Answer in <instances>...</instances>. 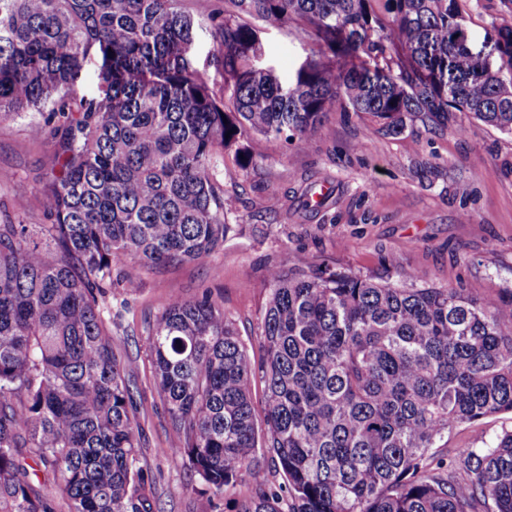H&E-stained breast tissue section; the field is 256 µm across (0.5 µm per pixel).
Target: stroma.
Returning <instances> with one entry per match:
<instances>
[{"mask_svg":"<svg viewBox=\"0 0 512 512\" xmlns=\"http://www.w3.org/2000/svg\"><path fill=\"white\" fill-rule=\"evenodd\" d=\"M197 25L190 55L217 96L229 97L214 39L212 14L224 0H185ZM470 37L488 41L495 24L512 22V0H461ZM255 67L290 82L318 47L293 28L266 29ZM45 114L0 119V219L44 224L48 204L32 195L54 167L55 142L36 135ZM244 146L252 159L239 169L233 153L214 163L217 185L234 197L225 216L224 247L199 263L144 270L136 292L113 275L103 305L115 352L130 358L142 426L140 464L154 479V512H237L246 481L211 499L199 480L160 453L168 445L165 409L149 350L148 323L169 294H210L222 303L249 352L258 350L268 296L267 269L292 266L298 253L320 266L363 276L415 271L418 283L482 297L512 290V137L458 115L441 128L407 121L401 135L365 137L362 120L336 112L296 147L260 135ZM281 205L267 210L268 195Z\"/></svg>","mask_w":512,"mask_h":512,"instance_id":"1","label":"stroma"}]
</instances>
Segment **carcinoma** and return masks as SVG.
<instances>
[{"label": "carcinoma", "mask_w": 512, "mask_h": 512, "mask_svg": "<svg viewBox=\"0 0 512 512\" xmlns=\"http://www.w3.org/2000/svg\"><path fill=\"white\" fill-rule=\"evenodd\" d=\"M229 103L188 59L185 0H0V117L43 111L57 171L46 196L54 255L0 222V512H152L139 466L134 383L104 327L112 268L203 261L232 200L214 158L249 134L305 142L332 112L364 134L455 113L512 136V84L477 61L459 0H224L211 18ZM294 26L322 59L291 84L250 66L260 27ZM102 94L52 100L90 52ZM389 54L386 66L366 58ZM342 61L336 65V61ZM254 362L224 308L168 297L150 324L170 460L213 495L245 478L238 512H512V428L448 448L463 424L512 415V294L273 266ZM264 386L258 436L252 387ZM284 477L269 483L257 439ZM44 472L29 478L30 464Z\"/></svg>", "instance_id": "1"}]
</instances>
